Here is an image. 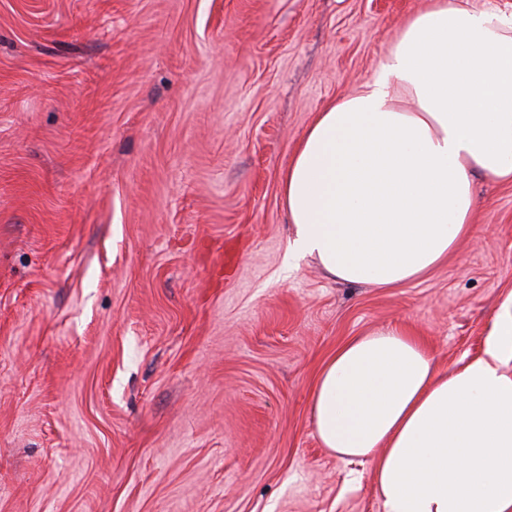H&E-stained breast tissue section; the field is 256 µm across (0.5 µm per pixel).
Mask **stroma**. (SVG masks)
Instances as JSON below:
<instances>
[{"instance_id":"1","label":"stroma","mask_w":512,"mask_h":512,"mask_svg":"<svg viewBox=\"0 0 512 512\" xmlns=\"http://www.w3.org/2000/svg\"><path fill=\"white\" fill-rule=\"evenodd\" d=\"M429 0H0V512H382L322 448L327 358L439 370L512 293V184L399 288L288 257L280 176Z\"/></svg>"}]
</instances>
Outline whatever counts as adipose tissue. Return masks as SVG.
Segmentation results:
<instances>
[{"instance_id": "1", "label": "adipose tissue", "mask_w": 512, "mask_h": 512, "mask_svg": "<svg viewBox=\"0 0 512 512\" xmlns=\"http://www.w3.org/2000/svg\"><path fill=\"white\" fill-rule=\"evenodd\" d=\"M479 176L512 184V14L430 0L299 141L281 176L289 251L341 282L401 287L470 235ZM310 411L322 447L372 461L383 512H512V295L450 373L408 328L351 338Z\"/></svg>"}]
</instances>
